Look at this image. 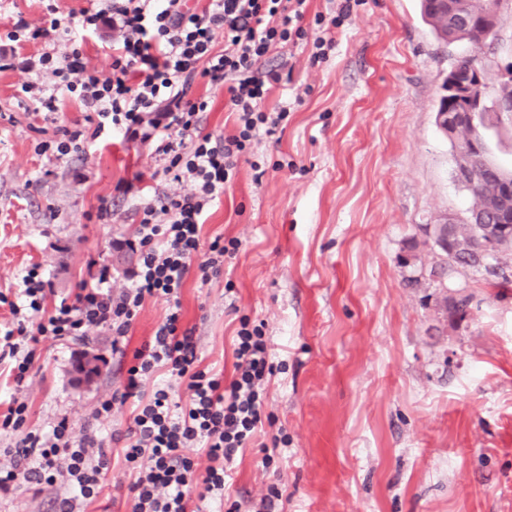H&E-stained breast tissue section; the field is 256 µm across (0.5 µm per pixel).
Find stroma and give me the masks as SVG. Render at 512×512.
Wrapping results in <instances>:
<instances>
[{
    "instance_id": "stroma-1",
    "label": "stroma",
    "mask_w": 512,
    "mask_h": 512,
    "mask_svg": "<svg viewBox=\"0 0 512 512\" xmlns=\"http://www.w3.org/2000/svg\"><path fill=\"white\" fill-rule=\"evenodd\" d=\"M499 10L482 45H448L417 0H365L336 29L325 62L311 64L305 44L259 62L292 76L270 97L289 102L288 125L281 140L254 142L201 227L202 243L239 242L223 274L188 279L182 291L204 365L232 374L243 318L263 322L282 365L266 410L288 445L275 471L256 446L235 461L224 503L238 512H255L273 484L283 493L276 512H512V281L458 275L474 292L458 322L435 283L410 282L399 263L412 246L432 264L423 225L465 218L471 206L434 112L459 57L480 60L490 88L507 80L512 0ZM26 79L0 72V293L16 297L37 264L58 296L72 294L92 257L120 289L137 256L112 242L135 239L141 198L113 188L154 161L102 138L47 161L38 143L83 114L70 99L56 114L26 110L16 96ZM105 196L112 216L101 220ZM111 343L105 330L82 343L42 342L22 390L0 363V397L26 402L36 429L65 417L102 436L125 431L129 409L92 417L124 383L127 365ZM85 353L98 359L88 383L75 374ZM128 483L111 462L86 512H126Z\"/></svg>"
}]
</instances>
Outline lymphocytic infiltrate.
I'll list each match as a JSON object with an SVG mask.
<instances>
[{
	"label": "lymphocytic infiltrate",
	"mask_w": 512,
	"mask_h": 512,
	"mask_svg": "<svg viewBox=\"0 0 512 512\" xmlns=\"http://www.w3.org/2000/svg\"><path fill=\"white\" fill-rule=\"evenodd\" d=\"M308 0H94L79 21L63 15L61 0H42L39 21L18 17L10 42L42 45L34 57L0 47V72L50 73L54 92L35 81L20 84L18 98L37 112L61 109L59 93L73 96L86 112L85 127H59L37 150L61 160L85 153L89 135L118 134L150 151L169 190L145 199L137 210L138 262L129 283L113 291L107 267L88 260L73 295L56 297L39 269L23 278L19 301L0 294L16 325L0 334V361L10 360L16 385H23L37 346L44 339L79 342L91 330L112 333V353L131 357L121 390L100 401L95 420L132 405L126 432L110 438L77 430L68 419L50 430L28 424V406L11 398L0 414V432L19 433L15 447L0 448V493L25 486L54 491L57 512H76L96 499L115 443L130 478V512H202L223 501L228 467L273 426L263 386L277 369L260 326L241 321L236 332L232 376L202 366L194 327L185 325L181 290L189 276L209 283L224 271L236 240L200 246V226L220 192L232 184L239 162L260 136L284 133L287 107L266 110L280 74L256 63L283 44L311 42V63L325 61L331 35L352 12L339 0L336 14L314 16L305 28ZM111 32L108 72H100L82 45ZM221 90L234 116V131L216 137L204 130L209 101L197 86ZM162 298L169 312L149 342L128 351L127 336L146 299ZM152 391H145L147 380ZM195 449L205 468L186 454Z\"/></svg>",
	"instance_id": "obj_1"
}]
</instances>
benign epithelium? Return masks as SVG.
Here are the masks:
<instances>
[{
	"instance_id": "obj_1",
	"label": "benign epithelium",
	"mask_w": 512,
	"mask_h": 512,
	"mask_svg": "<svg viewBox=\"0 0 512 512\" xmlns=\"http://www.w3.org/2000/svg\"><path fill=\"white\" fill-rule=\"evenodd\" d=\"M501 21L498 4H493L479 25L486 35H491ZM447 98L435 112V125L448 140H455L459 132L471 130L467 152L477 155L478 162L466 160L455 167L454 175L462 185H478L488 171L495 173L498 190V216L484 217L475 213L472 223L478 225L479 262L490 265L496 258L497 239L501 236H512V171L506 169L488 156V147L483 127L484 115L481 112L484 94V77L478 64L473 63L466 69L454 65L445 79ZM430 246L436 256L444 260L450 246L447 233L437 232L431 235Z\"/></svg>"
}]
</instances>
